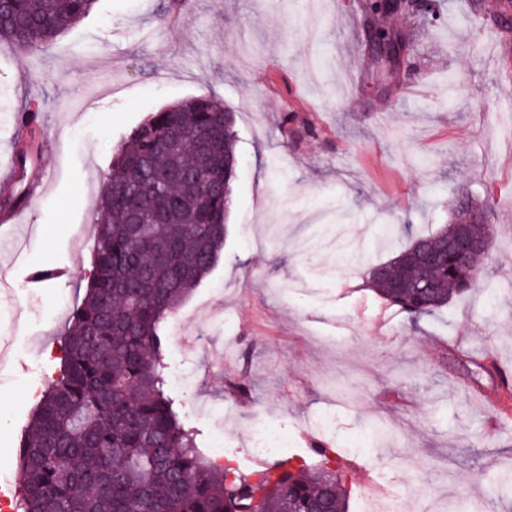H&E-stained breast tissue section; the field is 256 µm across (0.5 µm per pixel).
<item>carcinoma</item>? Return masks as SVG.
<instances>
[{
  "instance_id": "carcinoma-1",
  "label": "carcinoma",
  "mask_w": 512,
  "mask_h": 512,
  "mask_svg": "<svg viewBox=\"0 0 512 512\" xmlns=\"http://www.w3.org/2000/svg\"><path fill=\"white\" fill-rule=\"evenodd\" d=\"M97 0H0V49L40 50ZM39 107L19 111L30 131ZM201 95L151 113L118 149L103 182L86 294L62 343L59 375L43 389L18 448L20 512H347L339 450L311 446L317 464L279 460L242 471L215 463L171 395L163 325L218 261L237 165L234 122ZM209 132L214 164H192ZM31 162L14 157L5 202H28ZM149 220L135 236L131 207ZM446 224L369 272L384 299L413 318L485 288L483 270L448 252Z\"/></svg>"
}]
</instances>
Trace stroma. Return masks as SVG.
<instances>
[{"label":"stroma","mask_w":512,"mask_h":512,"mask_svg":"<svg viewBox=\"0 0 512 512\" xmlns=\"http://www.w3.org/2000/svg\"><path fill=\"white\" fill-rule=\"evenodd\" d=\"M500 0H427L425 25L389 19L412 46L392 78L368 51L363 0H98L32 52L0 50V181L15 115L42 112L23 207L0 242V468L17 470L35 398L59 369L83 299L104 175L150 113L210 95L234 114L237 168L224 251L181 314L200 336L176 389L204 435L223 426L240 464L249 419L288 430L310 462L314 416L335 407L333 447L371 431L348 475V512L369 479L415 512L476 507L512 458L501 371L512 372V31ZM428 155L434 162L419 165ZM466 190L489 203L487 287L410 321L366 284L387 261L383 225L408 242L449 223ZM67 269L66 278H42ZM248 359H241V352ZM495 360L494 371L481 369ZM247 376L249 399L228 384ZM209 402L199 415L194 401Z\"/></svg>","instance_id":"obj_1"}]
</instances>
